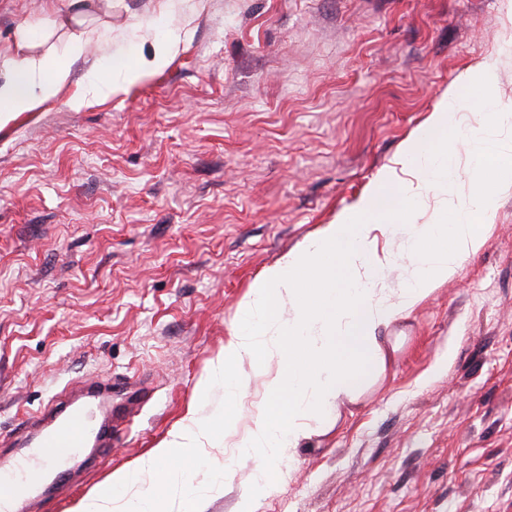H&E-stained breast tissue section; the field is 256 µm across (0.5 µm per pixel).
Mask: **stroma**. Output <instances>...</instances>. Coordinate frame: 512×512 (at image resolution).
Segmentation results:
<instances>
[{"instance_id": "35a3bbf8", "label": "stroma", "mask_w": 512, "mask_h": 512, "mask_svg": "<svg viewBox=\"0 0 512 512\" xmlns=\"http://www.w3.org/2000/svg\"><path fill=\"white\" fill-rule=\"evenodd\" d=\"M0 0V55L23 24L66 59L85 54L37 111L0 127V459L26 415L110 376L137 409L42 512H75L135 471L190 406L225 437L184 462L194 501L237 512L257 463L234 443L266 399L199 396L255 279L372 190L460 87L458 176L471 139L493 143L486 97L512 110V0ZM177 47L146 80L86 92L90 72ZM494 69L492 89L469 75ZM485 247L383 328L386 365L328 426L275 464L255 512H512V184ZM446 367H439L440 359Z\"/></svg>"}]
</instances>
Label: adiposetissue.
Instances as JSON below:
<instances>
[{
  "instance_id": "1",
  "label": "adipose tissue",
  "mask_w": 512,
  "mask_h": 512,
  "mask_svg": "<svg viewBox=\"0 0 512 512\" xmlns=\"http://www.w3.org/2000/svg\"><path fill=\"white\" fill-rule=\"evenodd\" d=\"M83 54L77 41L66 61L30 54L5 57L11 74L0 81V124L35 110L67 83L72 62ZM455 105L446 100L396 168L337 222L323 225L298 250L268 267L241 303L224 354L211 363L200 385L204 393L223 385L226 398L234 399L251 383L243 368L246 357L260 353L277 361L276 370L262 373L269 400L258 407L253 428L239 442L257 458L258 468L238 512H253L270 491L273 463L283 449L299 447L331 420L343 399L366 385L370 357L384 354L378 328L410 312L451 280L462 260L484 248L488 227L471 217L495 209V196L485 191L453 204L449 211L455 223L443 222L447 210L440 207L434 223L417 225L415 233H407L404 224L425 195L439 193L455 176L456 146L448 135L456 125ZM493 121L500 140L493 150L482 147L478 153L491 155L500 181L512 182V113L494 112ZM401 258L407 262L406 276L385 283L383 273ZM215 435L212 420L190 408L162 444L140 460L136 473L113 475L109 487L80 512H98L108 501L118 512H170L167 499L137 490L140 476L168 481L173 463L200 453Z\"/></svg>"
}]
</instances>
